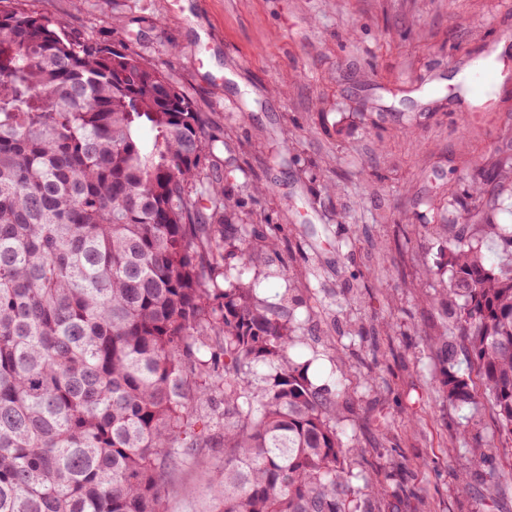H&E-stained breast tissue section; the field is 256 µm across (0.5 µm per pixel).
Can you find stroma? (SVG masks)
<instances>
[{"label":"stroma","mask_w":512,"mask_h":512,"mask_svg":"<svg viewBox=\"0 0 512 512\" xmlns=\"http://www.w3.org/2000/svg\"><path fill=\"white\" fill-rule=\"evenodd\" d=\"M80 38L143 55L208 120L212 180L276 236L224 265L287 303L315 385L341 386L336 428L354 512H512V471L486 402L436 390L429 340L449 301L448 224L489 260L512 228V85L457 87L512 53V0H29ZM265 186V194L254 191ZM484 190L475 199L473 186ZM497 449L475 462L457 439ZM224 443L170 471L167 512H222Z\"/></svg>","instance_id":"obj_1"}]
</instances>
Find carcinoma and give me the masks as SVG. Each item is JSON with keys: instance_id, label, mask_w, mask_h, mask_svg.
I'll list each match as a JSON object with an SVG mask.
<instances>
[{"instance_id": "cac0c4a2", "label": "carcinoma", "mask_w": 512, "mask_h": 512, "mask_svg": "<svg viewBox=\"0 0 512 512\" xmlns=\"http://www.w3.org/2000/svg\"><path fill=\"white\" fill-rule=\"evenodd\" d=\"M205 129L141 55L0 0V512H166L217 396L223 512H352L340 391L290 360L288 307L219 262L230 228L254 253L202 178ZM448 230L475 376L445 333L439 383L458 407L483 392L511 442L512 232L493 263Z\"/></svg>"}]
</instances>
